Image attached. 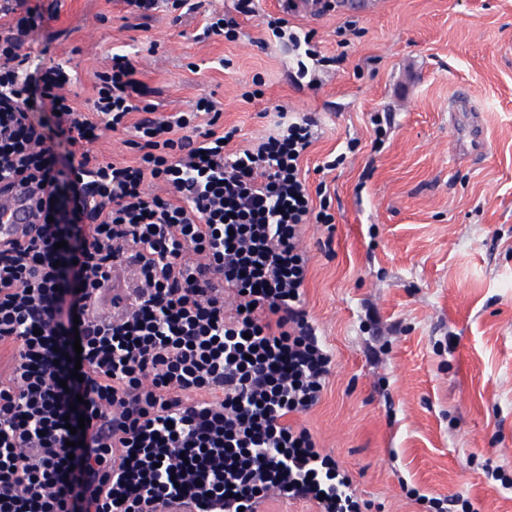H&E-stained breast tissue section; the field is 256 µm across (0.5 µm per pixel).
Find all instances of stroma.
I'll return each instance as SVG.
<instances>
[{"label":"stroma","instance_id":"35a3bbf8","mask_svg":"<svg viewBox=\"0 0 512 512\" xmlns=\"http://www.w3.org/2000/svg\"><path fill=\"white\" fill-rule=\"evenodd\" d=\"M49 2L28 0L27 42L68 60L79 104L128 53L158 116L209 97L244 146L274 130L278 106L314 114L302 168L325 185L335 233L305 228L304 299L334 366L294 421L381 512H431L432 497L512 512V0H374L368 13L326 0L286 16L332 60L302 80L263 23L278 0H258L235 38L203 41L196 15L61 0L52 18Z\"/></svg>","mask_w":512,"mask_h":512}]
</instances>
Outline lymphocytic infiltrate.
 Listing matches in <instances>:
<instances>
[{"label":"lymphocytic infiltrate","mask_w":512,"mask_h":512,"mask_svg":"<svg viewBox=\"0 0 512 512\" xmlns=\"http://www.w3.org/2000/svg\"><path fill=\"white\" fill-rule=\"evenodd\" d=\"M31 28L27 0H0V193L35 186L37 217L0 241V512H258L274 496L372 512L289 422L332 363L303 306V228L335 223L302 174L316 119L238 149L205 97L138 117L147 88L126 54L96 72L86 109L65 61L30 68ZM116 131L133 163L90 152Z\"/></svg>","instance_id":"lymphocytic-infiltrate-1"}]
</instances>
